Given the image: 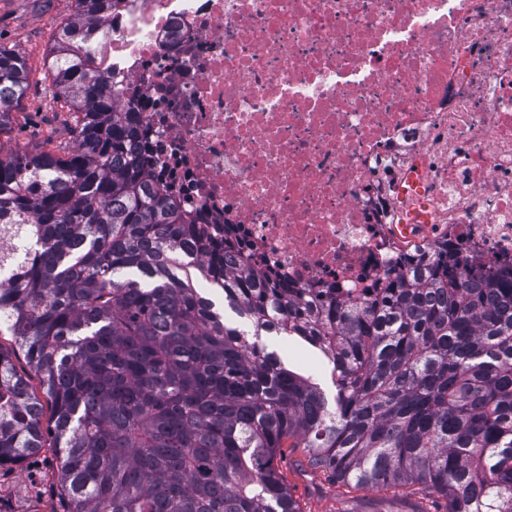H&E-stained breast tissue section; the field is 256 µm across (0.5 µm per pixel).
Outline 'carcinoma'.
I'll return each instance as SVG.
<instances>
[{
    "label": "carcinoma",
    "mask_w": 512,
    "mask_h": 512,
    "mask_svg": "<svg viewBox=\"0 0 512 512\" xmlns=\"http://www.w3.org/2000/svg\"><path fill=\"white\" fill-rule=\"evenodd\" d=\"M75 3L50 51L72 144L0 149V234L36 245L0 285V335L27 366L0 350V467L51 449L60 512H300L274 464L297 438L347 494L421 485L446 512H512V263L444 246L322 302L231 266L230 242L148 179L137 113L94 74L112 0ZM27 86L0 46V128ZM265 336L318 349L334 390Z\"/></svg>",
    "instance_id": "obj_1"
}]
</instances>
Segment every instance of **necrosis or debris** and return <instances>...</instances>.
Returning a JSON list of instances; mask_svg holds the SVG:
<instances>
[{
  "label": "necrosis or debris",
  "instance_id": "necrosis-or-debris-1",
  "mask_svg": "<svg viewBox=\"0 0 512 512\" xmlns=\"http://www.w3.org/2000/svg\"><path fill=\"white\" fill-rule=\"evenodd\" d=\"M91 55L151 181L306 296L512 259V0H114Z\"/></svg>",
  "mask_w": 512,
  "mask_h": 512
}]
</instances>
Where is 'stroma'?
Returning a JSON list of instances; mask_svg holds the SVG:
<instances>
[{
    "label": "stroma",
    "mask_w": 512,
    "mask_h": 512,
    "mask_svg": "<svg viewBox=\"0 0 512 512\" xmlns=\"http://www.w3.org/2000/svg\"><path fill=\"white\" fill-rule=\"evenodd\" d=\"M74 0H0V45L20 55L29 86L0 129V150H39L70 143L71 116L58 99L49 72L48 52L59 26L71 17ZM308 451L286 440L276 463L303 512H336L337 485L311 468ZM56 459L51 450L21 466L0 469V512H52Z\"/></svg>",
    "instance_id": "obj_1"
}]
</instances>
